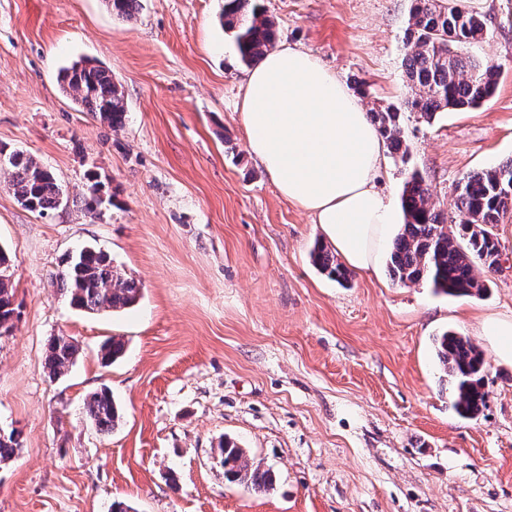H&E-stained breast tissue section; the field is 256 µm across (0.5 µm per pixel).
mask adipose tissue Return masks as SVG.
Returning a JSON list of instances; mask_svg holds the SVG:
<instances>
[{"mask_svg":"<svg viewBox=\"0 0 512 512\" xmlns=\"http://www.w3.org/2000/svg\"><path fill=\"white\" fill-rule=\"evenodd\" d=\"M248 150L348 266L379 274L400 215L377 190L385 143L356 95L308 52L280 45L245 78Z\"/></svg>","mask_w":512,"mask_h":512,"instance_id":"1","label":"adipose tissue"}]
</instances>
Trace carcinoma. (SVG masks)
<instances>
[{
	"instance_id": "carcinoma-1",
	"label": "carcinoma",
	"mask_w": 512,
	"mask_h": 512,
	"mask_svg": "<svg viewBox=\"0 0 512 512\" xmlns=\"http://www.w3.org/2000/svg\"><path fill=\"white\" fill-rule=\"evenodd\" d=\"M113 14L123 19L136 17L140 0H107ZM221 23L235 32L240 62L254 65L277 41L274 20L259 0H224ZM488 36L484 16L467 9L463 0H411L403 36V73L411 95L404 106L373 109L369 118L390 152L402 164L410 162L404 118L414 112L431 123L441 112L476 108L488 100L498 84L500 67L463 52ZM62 88L71 100L99 117L114 130L123 127L126 107L122 85L108 68L84 62L64 70ZM9 186L27 210L44 214L59 207L62 186L54 175L30 155L20 150L5 151ZM512 159L498 166L463 177L455 191L458 224L448 229L444 213L430 203L429 187L423 174L412 168L401 195V232L387 254V267L400 286L423 280L437 291L460 297L480 296L486 284L480 271H495L499 265L498 241L491 227L512 221ZM313 262L340 284L349 280L348 270L336 255L322 244L311 252ZM8 255L0 251V330L13 327L14 288L10 282ZM57 291L81 311L95 313L120 311L134 305L141 288L136 278L114 265L101 249L89 247L67 255L55 276ZM438 362L449 386L451 408L462 418L480 414L486 406L485 361L482 351L465 336L446 330L434 340ZM125 351L120 338L105 340L98 356L103 364L118 360ZM79 354L72 339L53 337L48 344L45 366L58 377L71 367ZM88 420L101 433L111 431L120 419L112 393L102 388L86 403ZM217 453L224 463V474L256 490L272 487L274 474L250 462L244 449L231 440L219 442Z\"/></svg>"
}]
</instances>
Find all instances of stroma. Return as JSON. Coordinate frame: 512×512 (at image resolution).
Returning a JSON list of instances; mask_svg holds the SVG:
<instances>
[{"label":"stroma","instance_id":"stroma-1","mask_svg":"<svg viewBox=\"0 0 512 512\" xmlns=\"http://www.w3.org/2000/svg\"><path fill=\"white\" fill-rule=\"evenodd\" d=\"M279 41L315 56L364 109L409 96L402 68L410 0H262ZM486 17L475 54L500 65L481 107L433 122L405 115L430 202L456 218L467 174L512 158V0H465ZM224 0H141L134 19L104 0H0V145L34 157L73 202L40 216L0 168V249L19 316L0 337V512H512V361L486 321L512 317V223L494 229L501 267L480 297L313 266L322 232L284 198L246 146V66L219 23ZM92 60L111 69L126 121L112 130L62 91ZM96 175L101 215L76 206ZM92 245L133 275L130 308H71L53 279ZM487 363L486 406L448 408L434 351L446 330ZM80 354L44 367L49 339ZM123 337L103 365L100 344ZM109 388L123 418L97 431L84 402ZM229 438L272 470L257 491L224 475ZM79 354V347L69 337L55 336L48 344L45 366L50 375L58 377L71 367Z\"/></svg>","mask_w":512,"mask_h":512}]
</instances>
